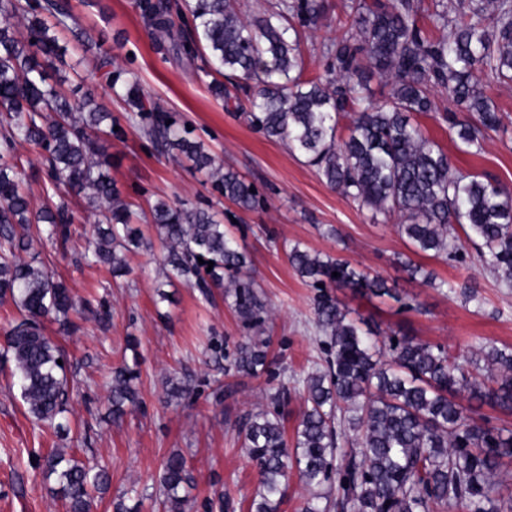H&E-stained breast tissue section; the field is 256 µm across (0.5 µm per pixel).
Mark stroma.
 Masks as SVG:
<instances>
[{"label":"stroma","mask_w":512,"mask_h":512,"mask_svg":"<svg viewBox=\"0 0 512 512\" xmlns=\"http://www.w3.org/2000/svg\"><path fill=\"white\" fill-rule=\"evenodd\" d=\"M66 2L96 47L84 50L70 33L61 34L67 52L60 74L80 75L81 92L92 93L111 109L114 119L124 120L97 69L99 53H108L134 72L154 101L179 113L194 138L224 166L264 195L263 208L241 211L187 162L148 147L135 129L125 128L123 136L112 141L111 174L135 208H146L158 195L210 206L249 254L257 291L267 307L263 335L270 341L272 372L257 377L228 372L238 346L253 338L254 330L242 324L222 296L208 301L181 282L165 283L161 247L128 255L130 273L121 278L112 277L107 268L80 262L94 218L83 202L73 201L77 220L69 239L44 238L35 241L34 248L76 297L104 303L111 323L104 330L93 319L80 318L76 330L64 337L57 323L45 324L49 336L59 337L78 382L65 436L32 423L13 384L12 364L0 350V512H66L64 500L52 492L54 480L43 472L44 458L56 450L108 470L110 486L95 498L92 512H113L118 498L139 512H156L162 464L177 451L185 455L194 477L191 512H205L204 502L222 489L230 491L235 512H249L257 473L242 450L237 427L267 404L278 380L295 382L324 358L314 324L316 291L285 254L296 244L344 258L396 289L395 300H370L349 290L338 294L351 318L364 320L376 332L381 348H388L392 335L409 336L444 346L450 357L462 362L488 343L512 347V287L483 265L474 245H467L462 263L410 252L398 232V217L375 216L359 208L328 187L298 152L252 129L212 96V77L202 63L191 65L157 53L136 0ZM347 3L326 0L327 24L301 29L305 77L321 72L324 46L342 36ZM487 94L503 128L486 139L480 153L461 152L442 121L443 113L458 110L448 94L437 93L436 112L418 115L417 121L447 152L453 169L489 174L512 189V83L492 85ZM332 227L338 237L328 236ZM407 259L455 285V293L411 276L403 265ZM464 287L478 289V300L465 301L460 294ZM160 288L168 301H159ZM218 344L224 348L220 357L213 352ZM133 361L140 370V404L114 423L107 418L106 381L113 367ZM183 377L193 388L191 397L168 401L170 380Z\"/></svg>","instance_id":"stroma-1"}]
</instances>
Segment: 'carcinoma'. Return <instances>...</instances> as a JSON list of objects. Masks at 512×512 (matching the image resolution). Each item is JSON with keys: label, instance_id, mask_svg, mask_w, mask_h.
Here are the masks:
<instances>
[{"label": "carcinoma", "instance_id": "obj_1", "mask_svg": "<svg viewBox=\"0 0 512 512\" xmlns=\"http://www.w3.org/2000/svg\"><path fill=\"white\" fill-rule=\"evenodd\" d=\"M421 4L351 0L345 34L326 46L323 72L306 78L298 28L326 19L324 0H270L247 19L232 0H136L157 51L191 64L200 58L218 74H240L249 124L305 156L330 188L360 208L401 217L398 229L414 252L465 261V246L454 235L457 224L467 239L482 242L484 263L509 283L512 193L483 174L452 169L448 154L415 117L433 111L434 93L446 91L470 115L463 121L441 115L462 151L481 150L485 135L500 130L484 87L512 82V0H459L451 21L447 11H433L434 26L451 27L450 35L437 39L419 26ZM0 17L23 21L21 31L0 26V301L12 302L20 314L4 338L27 414L37 425L65 432L69 362L43 320L58 322L59 332L69 334L75 328L70 314L91 315L104 325L109 312L75 299L31 253L33 237L44 232L68 239L75 197L95 216L82 255L86 262L123 277L127 254L151 241L133 225L134 211L110 174L111 141L123 129H115L103 104L90 97L72 100L64 81L47 72L66 54L61 32L89 47L85 33L69 26L66 3L0 0ZM98 71L122 102L127 122L158 153L178 152L239 208L259 206L253 184L190 138L187 124L153 102L130 70L104 54ZM373 82L391 87L382 104L372 97ZM344 119L348 134L341 138ZM23 143L45 152L47 182L65 190L59 202L33 209L17 156ZM148 215L164 250L166 277L208 300L216 294L232 299L246 325L262 327L265 307L254 290L251 261L214 212L159 196ZM287 257L316 289L313 310L325 365L302 380L304 405L294 440L283 424L286 384L239 426L259 477L250 512H279L291 469L315 490L305 512H432L452 505L466 512H512V498H501L498 481L512 462V428L476 418L485 404L512 415V349L482 347L463 365L439 345L401 336L389 343L384 361L370 332L347 318L332 291L390 296L386 281L298 244ZM232 367L246 376L267 372L268 341L239 345ZM139 376L127 364L112 371V420L139 403ZM346 430L355 448L342 452L338 438ZM44 468L69 512H91V491L109 483L105 470L59 450L44 458ZM159 483L163 512H186L193 477L181 453L163 462Z\"/></svg>", "mask_w": 512, "mask_h": 512}]
</instances>
